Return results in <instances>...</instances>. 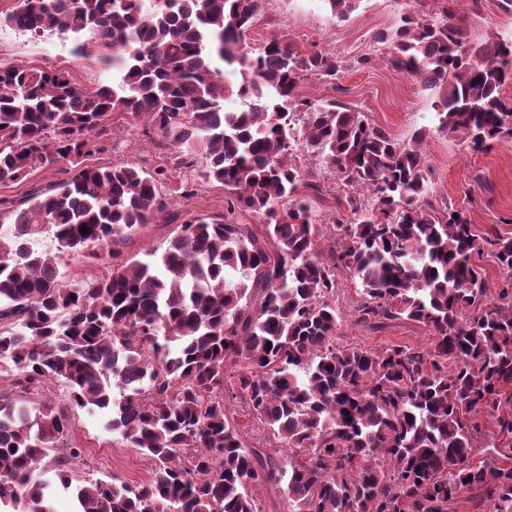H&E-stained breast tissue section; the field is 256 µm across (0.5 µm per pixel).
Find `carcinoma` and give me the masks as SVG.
<instances>
[{
  "instance_id": "1",
  "label": "carcinoma",
  "mask_w": 512,
  "mask_h": 512,
  "mask_svg": "<svg viewBox=\"0 0 512 512\" xmlns=\"http://www.w3.org/2000/svg\"><path fill=\"white\" fill-rule=\"evenodd\" d=\"M260 0H15L0 18L22 32L85 36L112 52V84L91 91L64 71L0 63V185L65 161L48 191L0 198V382L64 387L69 410L34 409L0 392V512H57L74 409L153 462L131 485H76V512H264L249 487L272 484L289 512H512V234L483 240L505 275L490 289L472 260L477 234L437 211L423 138L403 145L365 115L302 93L336 58L271 37L248 51ZM392 66L439 91L436 131L475 152L512 141V42L470 45L459 14H406ZM240 82L224 84V68ZM236 107L228 108L225 102ZM142 122L172 166L98 165L114 115ZM350 188L353 220L323 225L299 195L297 147ZM195 170L228 193L226 213L190 215L165 250L112 265L101 279L59 277L73 254L118 258ZM260 221V232L238 223ZM89 232L81 233V227ZM51 235L54 247L35 242ZM359 281L356 322L406 319L422 349L336 345L338 274ZM292 450L285 462L247 446L226 402ZM483 415L493 430L476 420ZM59 448L54 479L32 480ZM494 458L475 461L486 450Z\"/></svg>"
}]
</instances>
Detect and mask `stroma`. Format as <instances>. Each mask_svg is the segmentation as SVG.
Masks as SVG:
<instances>
[{"instance_id": "1", "label": "stroma", "mask_w": 512, "mask_h": 512, "mask_svg": "<svg viewBox=\"0 0 512 512\" xmlns=\"http://www.w3.org/2000/svg\"><path fill=\"white\" fill-rule=\"evenodd\" d=\"M447 8L448 0H354L351 11L342 19L331 12L325 0H262L258 17L245 39L255 48L276 36L303 53L319 49L335 55L342 63L336 78L307 74L303 80L307 96L333 100L362 112L373 126L403 143L411 142L416 133H424L422 151L434 206L464 211L476 234H484L495 224L501 232L512 233V141L475 153L460 139L437 133L434 91L396 71L391 64L392 50L381 40L382 34L395 31L404 14L428 20L442 16ZM463 27L472 42L508 39L512 37V13L501 11L497 0H482L480 9L465 12ZM75 46V39L67 34L34 37L0 26V62L43 67L51 61L56 69L69 72L85 88L95 89L111 82L112 67L104 61V49L91 46L80 56L75 53ZM365 55L370 56V64L359 65V58ZM104 144V151L94 155V163L150 170L164 162L156 140L146 135L142 126H128L119 118L110 127ZM295 155L302 173L320 187L319 193L308 196L314 209L326 218L334 215L351 221L344 200L347 189L336 174L324 169L305 150H296ZM225 197L220 184L199 183L194 196L174 199L171 219L131 233L119 247L120 261L142 260L148 253L163 250L177 217L223 214ZM358 300V282L341 276L336 290L341 316L338 345L374 350L391 344L421 348L429 343L427 328L414 321L399 320L380 332L355 325L352 314ZM76 418L70 442L82 448L83 453L68 467L72 476L87 480L114 475L131 484L148 478L152 462L126 447L118 434L107 429L102 413L80 411Z\"/></svg>"}]
</instances>
